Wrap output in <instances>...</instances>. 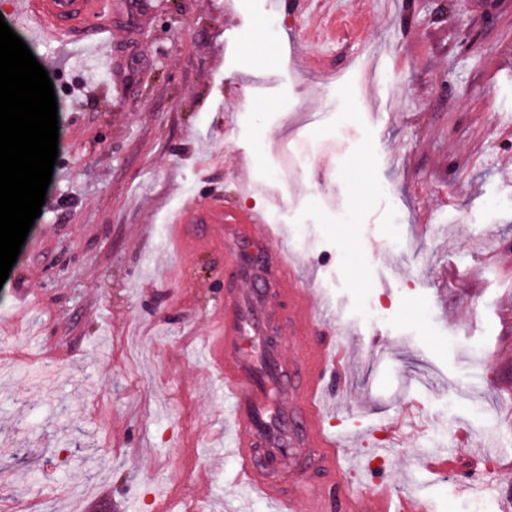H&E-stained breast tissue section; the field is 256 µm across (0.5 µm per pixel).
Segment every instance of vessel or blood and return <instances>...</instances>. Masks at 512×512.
Returning a JSON list of instances; mask_svg holds the SVG:
<instances>
[{"label":"vessel or blood","mask_w":512,"mask_h":512,"mask_svg":"<svg viewBox=\"0 0 512 512\" xmlns=\"http://www.w3.org/2000/svg\"><path fill=\"white\" fill-rule=\"evenodd\" d=\"M35 40L63 45L112 30V0H8ZM180 224H218V237L196 238L194 247L224 242L229 287L217 313L223 323L225 436L238 466L241 490L268 512H395L390 491L355 492L342 464L343 443L327 427L322 395L329 371L346 351L342 337H310L324 315L314 303L312 281L301 280L287 244L256 211L187 207ZM285 301L272 308L270 297ZM295 331L291 357L268 339L270 323Z\"/></svg>","instance_id":"vessel-or-blood-1"}]
</instances>
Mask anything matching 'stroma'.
<instances>
[{"mask_svg": "<svg viewBox=\"0 0 512 512\" xmlns=\"http://www.w3.org/2000/svg\"><path fill=\"white\" fill-rule=\"evenodd\" d=\"M277 2L122 0L107 61L30 43L59 153L0 285V512H264L241 501L204 348L224 249L169 232L212 202L278 225L325 301L311 336L358 344L327 379L333 427L383 487L434 512L512 499V0ZM285 146L307 172L279 190ZM437 449L457 472L422 466ZM491 453L503 469L458 496Z\"/></svg>", "mask_w": 512, "mask_h": 512, "instance_id": "35a3bbf8", "label": "stroma"}]
</instances>
